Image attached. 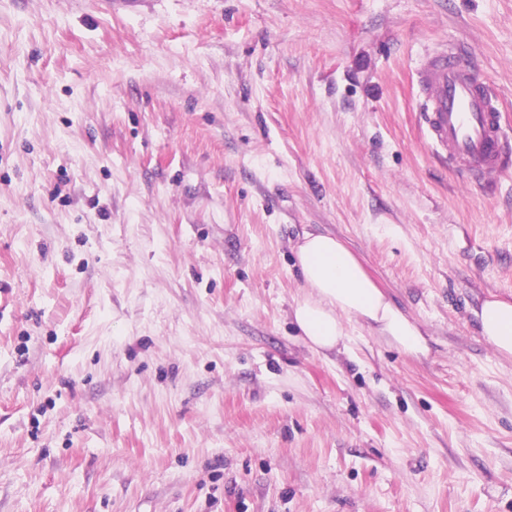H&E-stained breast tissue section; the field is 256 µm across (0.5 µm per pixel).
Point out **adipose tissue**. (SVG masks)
<instances>
[{
	"mask_svg": "<svg viewBox=\"0 0 512 512\" xmlns=\"http://www.w3.org/2000/svg\"><path fill=\"white\" fill-rule=\"evenodd\" d=\"M293 252L301 287L292 305V321L312 351L325 354L346 345L349 324L356 321L405 354L428 356L420 326L379 288L336 235L303 232ZM473 315L481 336L503 357L512 358V302L491 297Z\"/></svg>",
	"mask_w": 512,
	"mask_h": 512,
	"instance_id": "adipose-tissue-1",
	"label": "adipose tissue"
}]
</instances>
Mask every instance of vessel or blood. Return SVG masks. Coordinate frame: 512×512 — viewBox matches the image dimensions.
<instances>
[{"label":"vessel or blood","mask_w":512,"mask_h":512,"mask_svg":"<svg viewBox=\"0 0 512 512\" xmlns=\"http://www.w3.org/2000/svg\"><path fill=\"white\" fill-rule=\"evenodd\" d=\"M420 118L429 145L456 169L494 177L512 164L504 149L497 96L461 61L460 52L440 45L418 74Z\"/></svg>","instance_id":"b4317fda"}]
</instances>
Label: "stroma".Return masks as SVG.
<instances>
[{"label":"stroma","instance_id":"1","mask_svg":"<svg viewBox=\"0 0 512 512\" xmlns=\"http://www.w3.org/2000/svg\"><path fill=\"white\" fill-rule=\"evenodd\" d=\"M442 43L512 144V0H0V512H512V168L432 154ZM306 227L428 357L309 349ZM472 313L480 335L506 358H512V302L495 296L481 302Z\"/></svg>","mask_w":512,"mask_h":512}]
</instances>
